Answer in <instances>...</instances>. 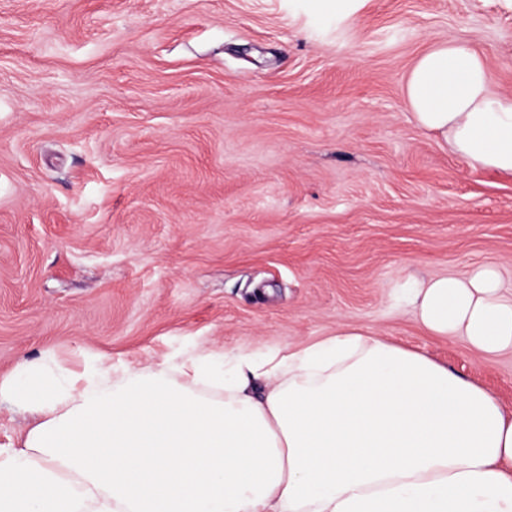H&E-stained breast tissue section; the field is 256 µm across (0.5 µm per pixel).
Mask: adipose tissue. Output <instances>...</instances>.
Segmentation results:
<instances>
[{"label":"adipose tissue","instance_id":"1","mask_svg":"<svg viewBox=\"0 0 512 512\" xmlns=\"http://www.w3.org/2000/svg\"><path fill=\"white\" fill-rule=\"evenodd\" d=\"M417 126L470 165L512 173V95L455 37L408 71ZM435 336L512 352L498 269L407 275ZM41 420L0 448V512H512V417L428 357L348 328L280 354L209 351L155 367L0 377Z\"/></svg>","mask_w":512,"mask_h":512}]
</instances>
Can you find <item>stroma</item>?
I'll list each match as a JSON object with an SVG mask.
<instances>
[{"mask_svg":"<svg viewBox=\"0 0 512 512\" xmlns=\"http://www.w3.org/2000/svg\"><path fill=\"white\" fill-rule=\"evenodd\" d=\"M450 36L512 95V0L345 21L308 0H0V376L363 327L512 411L511 353L392 300L474 265L512 289V175L452 155L402 93Z\"/></svg>","mask_w":512,"mask_h":512,"instance_id":"35a3bbf8","label":"stroma"}]
</instances>
